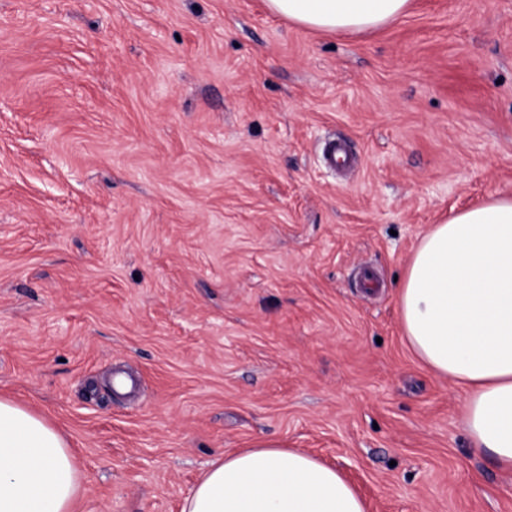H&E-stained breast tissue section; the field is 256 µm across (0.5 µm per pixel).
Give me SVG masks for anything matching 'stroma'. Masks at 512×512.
<instances>
[{
    "instance_id": "stroma-1",
    "label": "stroma",
    "mask_w": 512,
    "mask_h": 512,
    "mask_svg": "<svg viewBox=\"0 0 512 512\" xmlns=\"http://www.w3.org/2000/svg\"><path fill=\"white\" fill-rule=\"evenodd\" d=\"M491 196L512 0L362 37L266 0H0V398L69 440L74 512H181L265 442L367 512H512L398 313L420 238Z\"/></svg>"
}]
</instances>
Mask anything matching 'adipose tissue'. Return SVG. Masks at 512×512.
Segmentation results:
<instances>
[{
    "mask_svg": "<svg viewBox=\"0 0 512 512\" xmlns=\"http://www.w3.org/2000/svg\"><path fill=\"white\" fill-rule=\"evenodd\" d=\"M271 13L329 33L362 34L405 15L410 0H267ZM406 343L466 392L468 434L512 471V198L455 212L420 240L399 289ZM83 479L67 439L0 399V512H74ZM181 512H366L335 467L273 443L213 460Z\"/></svg>",
    "mask_w": 512,
    "mask_h": 512,
    "instance_id": "ef3b65f1",
    "label": "adipose tissue"
}]
</instances>
